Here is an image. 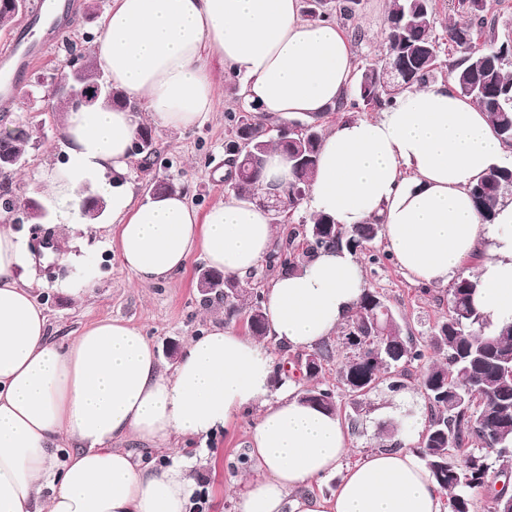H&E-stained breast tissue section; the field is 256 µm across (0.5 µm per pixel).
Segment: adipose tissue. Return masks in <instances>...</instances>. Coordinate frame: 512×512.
Listing matches in <instances>:
<instances>
[{"instance_id":"obj_1","label":"adipose tissue","mask_w":512,"mask_h":512,"mask_svg":"<svg viewBox=\"0 0 512 512\" xmlns=\"http://www.w3.org/2000/svg\"><path fill=\"white\" fill-rule=\"evenodd\" d=\"M94 56L125 103L65 112L67 160L36 172L31 191L64 229L82 222L87 192L102 195L121 264L138 282L181 273L194 256L245 277L278 237L267 208L231 197L202 212L179 191L134 198L132 142L143 124L184 131L215 111L214 57L268 120L332 111L354 83L339 25L303 19L301 0H112ZM509 155L484 112L441 80L403 92L376 117L332 124L307 206L347 226L380 222L389 251L421 282L448 283L483 254L474 303L492 323L512 320V199H500L487 224L468 192ZM32 263L13 225L0 224V512H187L193 461L176 454L156 468L126 443L205 439L250 408L251 464L234 512H448L410 424L398 448L347 466L338 414L275 381L271 345L311 349L355 309L364 281L349 255L324 253L274 276L262 290L266 338L212 323L183 343L170 370L120 319L93 321L64 344L52 339L27 278ZM334 474L335 488L319 493Z\"/></svg>"}]
</instances>
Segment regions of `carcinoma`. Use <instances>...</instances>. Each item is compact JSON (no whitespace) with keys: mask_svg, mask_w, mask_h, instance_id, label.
<instances>
[{"mask_svg":"<svg viewBox=\"0 0 512 512\" xmlns=\"http://www.w3.org/2000/svg\"><path fill=\"white\" fill-rule=\"evenodd\" d=\"M318 12L307 11L312 20L341 21L352 17L359 0H321ZM466 19L453 21L438 36L433 0H389L386 52L377 65L364 68L355 84L334 108L336 112L393 103L405 89L423 88L440 68L442 46H451L459 56L449 65L457 93L470 98L486 112L496 135L512 145V41L489 48H475L481 29L487 26V0H457ZM69 55L81 65V87L92 91L93 104L114 106L124 103L105 70L89 51L69 42ZM409 60L410 76L398 84L383 81V69L396 57ZM225 143V181L234 197L253 202L265 171L266 156L273 146L280 147L291 163V179L279 198L278 208H269L273 223L284 214L302 209L306 189L318 163L322 135L321 118L305 121L290 119L274 123L248 109L230 116ZM138 137L149 142L141 154L151 165L158 162L152 145L151 129L143 126ZM250 142L252 156L235 157L239 139ZM32 139L28 122L18 120L0 133V160L15 158L27 151ZM512 188V166L495 164L470 188V194L483 221L493 222L495 207L507 189ZM378 223L356 224L350 228L322 214H308L302 224L279 240L265 260L268 271L293 272L322 252H363L382 234ZM224 280L225 296L217 291L203 294L208 304L224 305L228 322L244 317L248 332L266 336L260 281L256 272L246 279L201 267L196 287H212V279ZM479 282L473 274H459L448 288V319L437 323L429 343L423 345L389 307L376 289L366 287L353 314L345 320L341 341L349 355L336 369V385L321 380L325 367L334 358L332 345L325 341L311 349L320 366L302 365V398L305 402L335 412L337 389H343L358 406L369 394L384 385L392 392L406 387L410 367L419 368L415 378L429 410L428 425L414 450L423 460L434 481L448 491L450 512H497L511 496L498 498L508 486L495 490L490 474L504 476L512 471V323L505 321L487 330V317L474 307L472 295ZM441 356L431 362L427 350Z\"/></svg>","mask_w":512,"mask_h":512,"instance_id":"obj_1","label":"carcinoma"}]
</instances>
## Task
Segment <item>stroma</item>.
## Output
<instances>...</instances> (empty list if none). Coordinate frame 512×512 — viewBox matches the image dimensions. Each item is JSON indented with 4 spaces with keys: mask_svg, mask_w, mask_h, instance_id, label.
<instances>
[{
    "mask_svg": "<svg viewBox=\"0 0 512 512\" xmlns=\"http://www.w3.org/2000/svg\"><path fill=\"white\" fill-rule=\"evenodd\" d=\"M74 10L68 32L73 40L96 37L112 0H73ZM388 0H360L354 17L342 26L344 34L352 30L362 33L356 43L355 65L366 67L380 61L386 28ZM68 57L67 45H60L50 59L32 66L20 78L21 94L16 104L0 107V130L11 127L18 118H28L33 126V139L28 148V164L15 174L8 190L17 200L28 195L26 178L40 167L60 162L63 149L59 139L60 115L50 109L44 95L33 94L38 79L49 76ZM217 110L199 127L188 131L157 129L153 132L154 147L159 155L156 165L134 163L130 182L136 197H143L149 185L169 178L179 182L190 203L199 210L229 198L224 184L225 150L228 135V115L238 111L241 103L237 81L226 79L224 66L212 62ZM25 241L35 234L47 233L58 237L66 262L55 263L52 270L35 265L30 273L36 294L49 320L50 334L64 341L86 324L104 318L122 319L142 328L154 343L164 367H173L176 356L170 346H182L185 340L207 326L209 321H222L221 306H206L196 288V271L200 258H193L181 274L155 283L139 284L123 269L117 252L111 251L105 239L74 229L64 233L58 224H17ZM95 261L101 276L95 294L84 301L65 295L61 286L72 279L84 262ZM366 286L384 294L392 310L412 328L415 336L428 338L435 324L448 315V288L411 279L399 267L394 256L388 255L383 240L356 255ZM408 397L406 413L412 423L428 421L426 402L416 386H408L396 394L387 389L372 393L361 406H354L348 397H341L340 418L350 438L347 463H354L366 451L378 444L377 436L393 419L388 413L397 396ZM257 417L249 412L229 430H222L202 441L200 446H181L171 440L163 448L139 443H127L126 448L141 462L165 465L176 449L197 458L195 476L197 490L187 512H233L232 486L246 466L247 431Z\"/></svg>",
    "mask_w": 512,
    "mask_h": 512,
    "instance_id": "stroma-1",
    "label": "stroma"
}]
</instances>
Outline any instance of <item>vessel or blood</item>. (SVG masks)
Masks as SVG:
<instances>
[{"label": "vessel or blood", "instance_id": "1", "mask_svg": "<svg viewBox=\"0 0 512 512\" xmlns=\"http://www.w3.org/2000/svg\"><path fill=\"white\" fill-rule=\"evenodd\" d=\"M65 9L52 0H34L27 20L28 26L46 25L47 30L40 42H28L23 34L12 37L7 47L0 49V70L5 78L0 81V103L10 104L17 96L18 78L34 62L49 58L58 46L65 23Z\"/></svg>", "mask_w": 512, "mask_h": 512}]
</instances>
